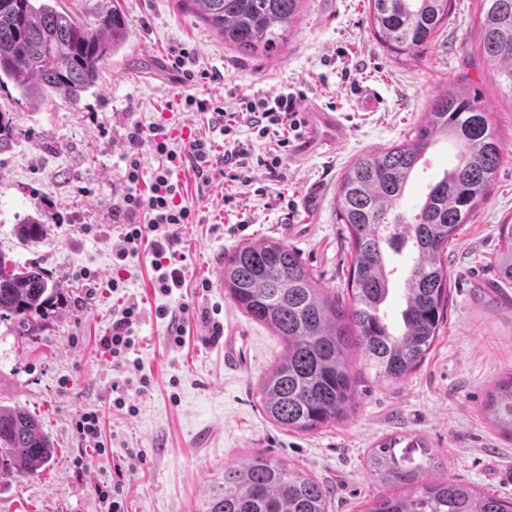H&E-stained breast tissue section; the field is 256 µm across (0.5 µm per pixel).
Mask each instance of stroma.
Instances as JSON below:
<instances>
[{
    "label": "stroma",
    "instance_id": "1",
    "mask_svg": "<svg viewBox=\"0 0 512 512\" xmlns=\"http://www.w3.org/2000/svg\"><path fill=\"white\" fill-rule=\"evenodd\" d=\"M456 6L420 59L396 62L368 30L367 0H304L296 27L276 53L250 55L225 43L178 0H57L58 10L95 25L119 5L129 35L106 58L79 107L45 96L34 102L12 84L0 86V110L13 126V143L0 152V251L34 263L60 289L38 316L39 333L22 336L0 321V406H21L39 417L56 454L34 476L0 478V512H104L96 488L112 481V456L85 447L81 416L98 412L104 442L134 450L124 478L127 512H205L224 486V468L265 450L300 465L328 488L332 512H364L381 488L365 457L390 434L415 431L448 463L447 476L512 498V439L487 419L483 404L499 379L512 372V284L496 270L498 228L512 224V100L492 78L476 46L479 0ZM186 54L184 69L173 66ZM194 71L186 80L185 71ZM377 87V112L356 108L358 86ZM459 88L475 95L501 144L489 195L461 225L444 262L450 273L447 317L423 364L398 383L356 369V404L343 420L312 432H290L263 413L258 384L279 361L284 342L246 317L218 286L224 253L269 237L284 241L307 263L320 285L343 293L351 249L334 213L338 184L361 155L401 141L433 97ZM298 92V107L339 112L349 128L345 143L308 153L289 149L280 178L254 168L249 186L216 177L198 185L177 170L187 189L192 223L179 231L185 285L155 293L146 250L117 269L120 243L112 207L123 190L124 157L134 125L166 128L169 147L183 151L202 138L223 150L224 136L208 112H188L187 95L233 111L254 94ZM455 161L440 142L410 180L405 206L414 208L428 185ZM44 224L39 240L24 241L16 224ZM124 286L111 287L113 277ZM142 318L129 358L150 380L131 394L135 413L112 405L116 372L102 339L128 301ZM170 311L156 315L157 307ZM187 333L168 344L173 323ZM224 327L211 334L213 323ZM236 355L224 357V339Z\"/></svg>",
    "mask_w": 512,
    "mask_h": 512
}]
</instances>
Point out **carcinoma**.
<instances>
[{
  "instance_id": "1",
  "label": "carcinoma",
  "mask_w": 512,
  "mask_h": 512,
  "mask_svg": "<svg viewBox=\"0 0 512 512\" xmlns=\"http://www.w3.org/2000/svg\"><path fill=\"white\" fill-rule=\"evenodd\" d=\"M303 0H180L183 8L224 35L242 54H267L297 25ZM455 0H368V26L396 61L430 49ZM478 47L498 84L512 98V0H481ZM128 23L112 7L90 27L61 12L53 0H0V85L7 81L37 100L46 92L80 105L100 65L124 46ZM452 142L455 165L413 211L403 209L406 186L439 141ZM501 156L489 113L466 93L444 91L401 142L357 158L341 178L334 211L351 244L346 294L320 287L312 271L275 238L224 253V293L251 320L285 343L280 360L260 381V404L280 428L312 432L348 415L355 378L348 350L382 382L410 376L432 350L448 309L444 253L487 198ZM499 275L512 284V224L498 230ZM403 259L399 325L385 305ZM59 282L37 266H20L0 252V319L30 328L58 294ZM492 426L512 438V373L486 401ZM55 448L40 420L0 407V473L35 475ZM370 475L394 492L381 493L366 512H512V501L442 476V461L426 439L402 432L380 439L365 459ZM429 482L414 489L421 473ZM325 485L297 464L260 450L224 466V491L207 512H329Z\"/></svg>"
}]
</instances>
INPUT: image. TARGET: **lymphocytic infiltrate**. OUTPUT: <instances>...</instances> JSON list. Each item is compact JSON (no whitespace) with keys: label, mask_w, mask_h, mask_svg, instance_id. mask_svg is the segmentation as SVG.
Wrapping results in <instances>:
<instances>
[{"label":"lymphocytic infiltrate","mask_w":512,"mask_h":512,"mask_svg":"<svg viewBox=\"0 0 512 512\" xmlns=\"http://www.w3.org/2000/svg\"><path fill=\"white\" fill-rule=\"evenodd\" d=\"M296 102L297 95L293 92L254 95L240 100L237 113L246 126L257 130L259 136L274 134L278 137L276 149L258 160L236 139L235 127L226 122L223 108H210L207 101L191 95L185 97V106L201 112L214 111L215 122L224 134L223 150H216L211 142L198 139L182 155L170 149L163 126L146 129L136 125L130 128L127 139L132 150L125 156V191L112 208V221L119 225L123 241L116 252L117 260H125L136 254L139 247H147L157 290L168 295L183 287L185 256L178 248V230L181 225L192 223L193 215L178 180L174 178L176 169L190 167L205 183L213 181L219 174L245 186L252 183L254 167L260 166L270 175H278L290 146L288 134L299 131L302 126ZM145 141L152 144L161 159L148 179L144 178L140 159L134 151L135 146ZM139 316L138 304L125 306L112 326L111 336L103 340L112 353L116 369H124L127 364L126 354L134 344V326Z\"/></svg>","instance_id":"f902f5d3"}]
</instances>
